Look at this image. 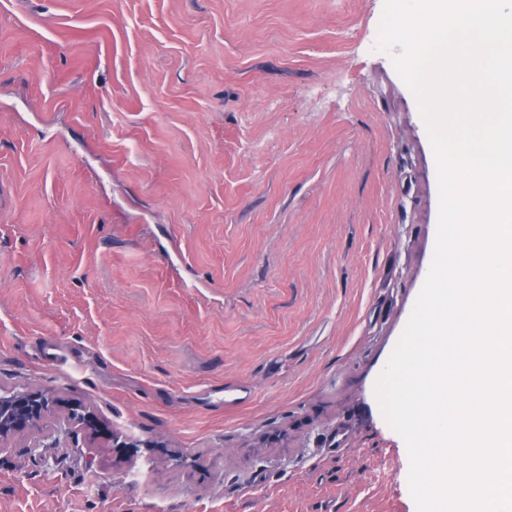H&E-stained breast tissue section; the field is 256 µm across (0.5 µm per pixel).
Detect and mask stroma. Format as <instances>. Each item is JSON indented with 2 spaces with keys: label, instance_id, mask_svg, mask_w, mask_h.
Here are the masks:
<instances>
[{
  "label": "stroma",
  "instance_id": "35a3bbf8",
  "mask_svg": "<svg viewBox=\"0 0 512 512\" xmlns=\"http://www.w3.org/2000/svg\"><path fill=\"white\" fill-rule=\"evenodd\" d=\"M383 6L0 0V389L112 431L1 449L0 512H416L375 384L438 166Z\"/></svg>",
  "mask_w": 512,
  "mask_h": 512
}]
</instances>
